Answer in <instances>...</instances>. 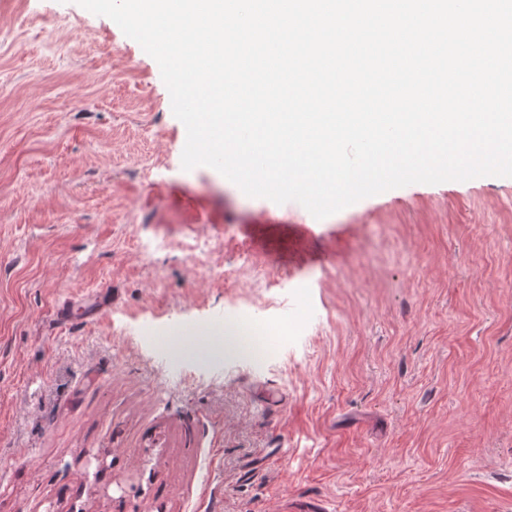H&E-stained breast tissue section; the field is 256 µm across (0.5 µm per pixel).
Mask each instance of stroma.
Segmentation results:
<instances>
[{
	"label": "stroma",
	"mask_w": 512,
	"mask_h": 512,
	"mask_svg": "<svg viewBox=\"0 0 512 512\" xmlns=\"http://www.w3.org/2000/svg\"><path fill=\"white\" fill-rule=\"evenodd\" d=\"M185 142L111 19L0 0V512H512V177L318 220ZM246 321L282 333L149 339ZM111 306L112 294L108 295L107 291L88 294L79 300H65L56 310L54 326L59 331H67L75 323L93 320Z\"/></svg>",
	"instance_id": "35a3bbf8"
}]
</instances>
